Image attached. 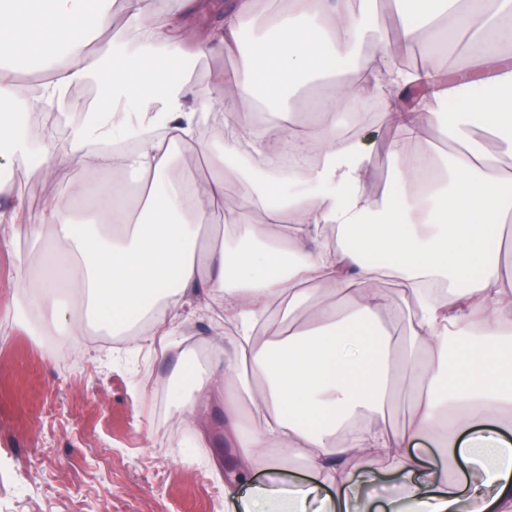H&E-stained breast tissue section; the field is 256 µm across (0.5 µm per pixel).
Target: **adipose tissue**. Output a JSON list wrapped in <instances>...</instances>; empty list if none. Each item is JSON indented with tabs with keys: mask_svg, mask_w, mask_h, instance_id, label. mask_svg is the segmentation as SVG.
Listing matches in <instances>:
<instances>
[{
	"mask_svg": "<svg viewBox=\"0 0 512 512\" xmlns=\"http://www.w3.org/2000/svg\"><path fill=\"white\" fill-rule=\"evenodd\" d=\"M377 0H234L222 21L202 27L205 0H0V102L63 108L72 89L98 82L97 109L73 127L69 145L47 142V176L85 173L30 223L22 201L0 211V236L26 241L44 274L19 276L14 325L84 335L125 325V312L153 296L147 338L163 350L184 338L178 310L205 298L224 311L207 364L175 390L187 414L224 398V444L237 485L264 469L278 480L284 462L335 487L336 512H371L374 496L358 465L385 461L400 483L386 512H512V0H393L386 35ZM465 59L449 80L440 52ZM27 54L49 64L30 92L7 60ZM234 57L231 71L214 67ZM350 61L354 78L314 101L307 121H252L256 90L324 80L326 60ZM366 97L382 102L389 136L388 188L372 191V156L342 115ZM461 104L463 126L449 133L446 162L419 149L438 109ZM224 116V143L203 142V119ZM196 149L209 174L176 168V149ZM306 155L272 173L270 151ZM251 158L257 176L245 173ZM136 177V200L101 181ZM234 179L238 202L225 204ZM93 193V224L75 221ZM221 236L204 240V225ZM399 275L400 296L381 289ZM448 280L428 296L424 282ZM281 321L278 340L256 338ZM407 324L405 335L387 330ZM456 358H449V349ZM406 390L410 417L386 422ZM438 448L423 461L421 444ZM466 458L482 472L468 493L447 464Z\"/></svg>",
	"mask_w": 512,
	"mask_h": 512,
	"instance_id": "adipose-tissue-1",
	"label": "adipose tissue"
}]
</instances>
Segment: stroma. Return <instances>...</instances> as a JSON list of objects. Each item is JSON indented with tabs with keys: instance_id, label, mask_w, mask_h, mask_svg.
Wrapping results in <instances>:
<instances>
[{
	"instance_id": "obj_1",
	"label": "stroma",
	"mask_w": 512,
	"mask_h": 512,
	"mask_svg": "<svg viewBox=\"0 0 512 512\" xmlns=\"http://www.w3.org/2000/svg\"><path fill=\"white\" fill-rule=\"evenodd\" d=\"M388 132L372 121L360 129L373 155L366 175L370 189L383 190L391 167L380 145ZM0 177L27 206L31 223L65 184L43 175L36 161L0 164ZM19 258L0 246V512H237L254 488H262L269 512H278L289 488L309 480L288 468L271 482L262 471L238 490L236 502L212 505L209 485L223 486L235 466L224 448V405L213 403L201 427L182 426L169 441L159 440L164 416L153 379L176 380L174 354L119 344L83 348L71 337L73 361L62 365L46 346V334L12 331V289ZM204 433L199 461L185 447Z\"/></svg>"
}]
</instances>
